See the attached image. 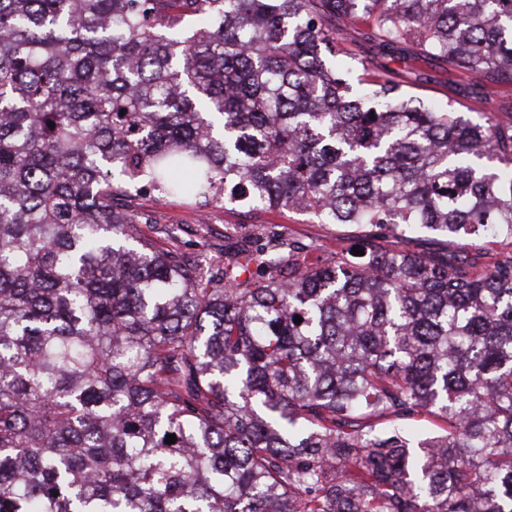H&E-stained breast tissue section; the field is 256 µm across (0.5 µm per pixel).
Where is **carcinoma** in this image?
Returning a JSON list of instances; mask_svg holds the SVG:
<instances>
[{"label":"carcinoma","mask_w":512,"mask_h":512,"mask_svg":"<svg viewBox=\"0 0 512 512\" xmlns=\"http://www.w3.org/2000/svg\"><path fill=\"white\" fill-rule=\"evenodd\" d=\"M352 30L512 86V0H0V512H512V254L469 256L512 240V117L353 84ZM143 190L364 255L211 272ZM417 227L457 253L373 244Z\"/></svg>","instance_id":"1"}]
</instances>
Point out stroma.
Here are the masks:
<instances>
[{
	"label": "stroma",
	"mask_w": 512,
	"mask_h": 512,
	"mask_svg": "<svg viewBox=\"0 0 512 512\" xmlns=\"http://www.w3.org/2000/svg\"><path fill=\"white\" fill-rule=\"evenodd\" d=\"M345 47L351 54L364 59L368 79H376L390 71L399 72L409 94L431 99L442 106L455 101L457 109L469 116H497L502 109L512 108V87L494 85L482 98L469 99L459 94L466 82L465 76L445 71L442 65L414 66L384 59L362 44L354 32L348 35ZM129 204L150 218L149 223L141 225L142 234L154 235L159 224L173 226L172 237L165 241L168 248L215 264L230 257L243 239L262 236L270 228L301 243L319 245L326 252L350 247L357 234L353 225L320 224L301 213L230 210L220 205L197 208L184 200L155 193L134 196Z\"/></svg>",
	"instance_id": "stroma-1"
}]
</instances>
